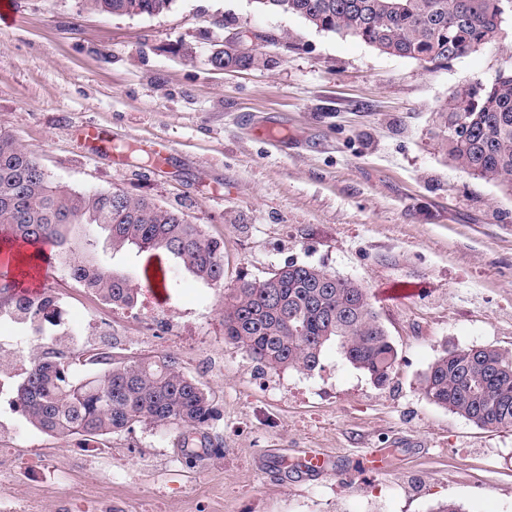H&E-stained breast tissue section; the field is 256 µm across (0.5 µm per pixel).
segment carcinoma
I'll list each match as a JSON object with an SVG mask.
<instances>
[{"label": "carcinoma", "instance_id": "1", "mask_svg": "<svg viewBox=\"0 0 512 512\" xmlns=\"http://www.w3.org/2000/svg\"><path fill=\"white\" fill-rule=\"evenodd\" d=\"M174 0H84L87 10L110 16H155ZM267 14L297 15L325 32L354 37L390 56L423 67L467 56L471 44L489 43L512 0H253ZM216 68H251L260 53L243 49ZM464 96L450 93L439 107L441 146L469 175L512 193V72L471 81ZM112 254L164 252L211 288L224 285V246L184 213L150 198L110 190L77 191L53 184L39 157L0 128V248L16 261L0 270V321L42 336L57 317L56 294L29 295L19 277L27 267L69 269L71 279L114 305L138 300L135 276L95 261L100 242ZM224 340L270 371L311 372L333 341L355 368L378 385L393 374L398 352L362 284L293 262L263 280L243 281L224 297ZM91 366L76 377L73 362ZM431 402L477 427L512 430V351L495 346L445 348L422 378ZM216 395L183 373L173 353L128 356L112 346L37 353L12 404L41 431L57 437L106 438L137 425L174 433L193 462L223 447L212 434Z\"/></svg>", "mask_w": 512, "mask_h": 512}]
</instances>
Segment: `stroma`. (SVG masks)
<instances>
[{"label":"stroma","mask_w":512,"mask_h":512,"mask_svg":"<svg viewBox=\"0 0 512 512\" xmlns=\"http://www.w3.org/2000/svg\"><path fill=\"white\" fill-rule=\"evenodd\" d=\"M501 29L431 71L249 0H175L166 13L131 17L89 12L83 0H0V127L53 181L152 198L224 244L220 288L173 275L161 252L95 255L147 268L139 296L188 335L166 349L214 391L222 448L189 465L155 428L58 439L0 397V448L27 469L46 512L63 474L99 487L118 512H435L447 500L462 512H512V431L479 428L421 391L443 348L512 350V195L463 172L435 126L453 90L512 69L511 17ZM232 37L259 46L267 67L211 66ZM86 123L132 146L125 164L84 146ZM161 141L172 152L156 167ZM290 262L368 289L398 351L387 385L332 343L309 374L260 369L225 343L226 290ZM41 282L75 296V329L111 318L126 354L144 352L143 337L156 333L137 309L111 307L62 269ZM370 448L387 455L385 474L357 469ZM312 450L335 456L334 470L266 469L270 457Z\"/></svg>","instance_id":"1"}]
</instances>
